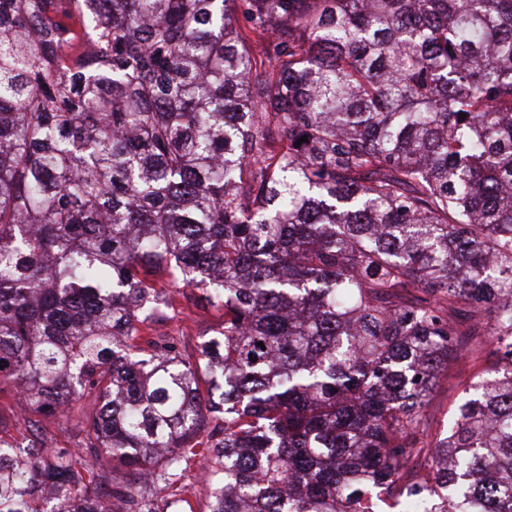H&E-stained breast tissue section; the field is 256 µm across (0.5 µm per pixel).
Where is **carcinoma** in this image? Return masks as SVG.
Listing matches in <instances>:
<instances>
[{
	"mask_svg": "<svg viewBox=\"0 0 512 512\" xmlns=\"http://www.w3.org/2000/svg\"><path fill=\"white\" fill-rule=\"evenodd\" d=\"M506 285L512 0H0V512H512ZM167 278L158 281L171 301L166 315L153 325L154 334L169 336L178 349H190L205 336H212V330L220 323L221 313L214 307L199 300L200 292L194 288H175ZM458 379L449 375L440 379L432 393L428 407V420L433 433L448 427L454 402L460 395ZM185 495L188 498L192 512H208L210 488L213 482L211 472L199 464L190 463L183 475Z\"/></svg>",
	"mask_w": 512,
	"mask_h": 512,
	"instance_id": "obj_1",
	"label": "carcinoma"
}]
</instances>
